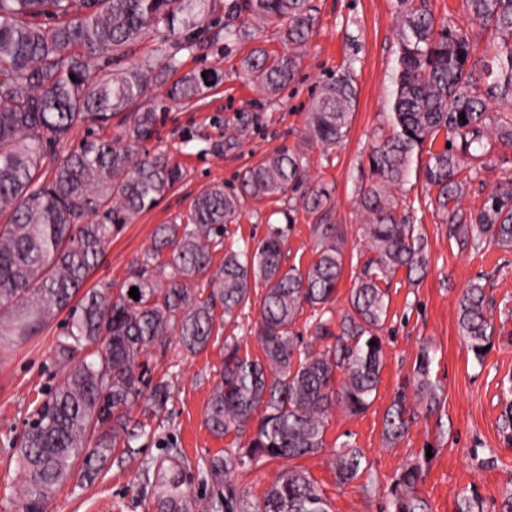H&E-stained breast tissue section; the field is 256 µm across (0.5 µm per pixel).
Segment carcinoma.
I'll list each match as a JSON object with an SVG mask.
<instances>
[{
  "label": "carcinoma",
  "instance_id": "1",
  "mask_svg": "<svg viewBox=\"0 0 512 512\" xmlns=\"http://www.w3.org/2000/svg\"><path fill=\"white\" fill-rule=\"evenodd\" d=\"M469 24L437 19L429 0H395L397 68L390 99L391 132L369 155L371 181L360 198L369 251L350 294L351 312L336 319L330 304L343 271V227L329 223V192L301 190L308 175L302 151L279 150L246 170L238 191L214 184L193 199L187 223L159 224L151 246L118 292L83 289L112 238L137 214L159 204L183 179L163 151L143 149L157 113L146 107L106 136L112 116L141 102L151 85L166 87L175 104L196 103L223 81L217 68L181 70V53L201 47L194 35L224 18V41L274 26L282 52L256 47L241 69L268 98L292 83L314 28L312 0H0V348L37 333L67 313L57 342L66 372L31 411L32 424L16 444L23 473L22 512H45L56 487L95 476L112 458L139 452L146 425L131 423L138 406L155 416L169 385L147 377L139 359L179 336L190 353L215 332V311L232 320L252 307V287L264 288L254 333L263 359L241 354L224 339V365L213 385L204 422L216 438L249 434L244 445L215 453L208 467L224 490L227 512H331L314 480L289 469L262 501L244 505L235 475L263 460L298 459L324 447L325 418L335 406L356 414L375 398L384 364L389 302L381 283L426 266L424 236L397 212L391 190L410 175L436 190L430 205L475 250H512V180L480 207L462 200L483 166L476 150L512 147V0H463ZM497 37L493 55L476 56L484 32ZM149 33L161 36V62H120ZM357 101L351 68L324 84L308 113L303 142L332 148L346 136ZM87 126L65 155L52 147ZM450 147L435 148L439 138ZM426 160H421L422 154ZM296 194L317 216L316 260L305 270L282 268L287 228L271 225L254 247L224 246L226 225L245 198ZM224 252L213 266V255ZM203 284L202 289L195 285ZM139 300L129 296L130 288ZM310 308L312 338L334 339L315 351L293 326ZM485 285L472 281L459 300L458 325L468 352L483 363L494 328ZM79 351L85 352L75 359ZM431 348L417 354L412 378L383 417V436L395 444L416 420L413 403L440 399L432 380ZM342 372L341 383L335 382ZM360 449L344 443L331 464L348 484L366 470ZM421 464L407 466L390 489L392 512H427L419 496ZM457 512H484L475 493H462Z\"/></svg>",
  "mask_w": 512,
  "mask_h": 512
}]
</instances>
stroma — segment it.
I'll use <instances>...</instances> for the list:
<instances>
[{
    "instance_id": "stroma-1",
    "label": "stroma",
    "mask_w": 512,
    "mask_h": 512,
    "mask_svg": "<svg viewBox=\"0 0 512 512\" xmlns=\"http://www.w3.org/2000/svg\"><path fill=\"white\" fill-rule=\"evenodd\" d=\"M314 32L293 83L276 100H268L240 72L241 58L254 47L280 48L275 28L256 30L252 39L225 43L208 31L202 46L184 55V70L218 68L221 85L203 101L176 105L164 88L150 87L144 103L158 113L149 150L169 154L184 171L177 184L153 209L139 214L114 237L86 285L120 288L133 264L150 247L159 224L186 217L193 198L210 185L237 186L240 176L268 154L303 148L309 185L328 189L331 220L345 231L344 270L331 306L345 315L349 296L363 265L372 257L358 228L363 222L358 200L370 182L368 156L388 130V102L397 67L394 0H313ZM351 67L358 88L350 128L343 142L327 151L302 147L300 137L307 113L320 87L341 68ZM238 140L228 144L229 129ZM485 167L463 204L479 207L504 180L512 179V149L492 145ZM399 212L411 214L427 241V270L416 282L405 272L386 284L389 313L385 323L384 367L372 404L349 415L333 410L326 423L321 453L295 460L264 461L239 474L237 487L248 503L262 500L265 491L286 469L305 470L317 483L332 512H390L389 488L403 468L419 462L425 470L420 495L429 512H456L457 498L476 491L485 512H499L512 491V440L505 429L512 413V252L494 247L474 251L449 234L427 201L422 179L394 189ZM291 224L284 246V266L307 268L316 258L313 225L305 211H290L287 197L246 200L229 224L225 244L257 243L271 224ZM483 279L492 301L495 336L483 362L468 352L458 326V300L474 279ZM247 318L217 320L214 338L197 354L184 353L175 339L166 349L145 357L154 380L166 381L171 397L158 416L146 421L151 433L139 442L140 451L122 462L108 464L91 482L70 481L51 497L48 512H164L160 506L161 478L179 480L180 512H201L204 498L214 490L207 468L216 452L234 447L236 434L211 435L204 410L214 380L224 362V339L238 337L244 353L259 358L263 350ZM60 322L47 325L26 340L0 350V512H17L21 484L14 443L39 393L57 384L62 368L56 360ZM431 346V375L440 387L434 411L417 406L418 417L397 444L383 439V415L395 392L413 374L422 346ZM363 452L368 469L355 481L341 485L331 465L341 443ZM154 475L144 477V467Z\"/></svg>"
}]
</instances>
